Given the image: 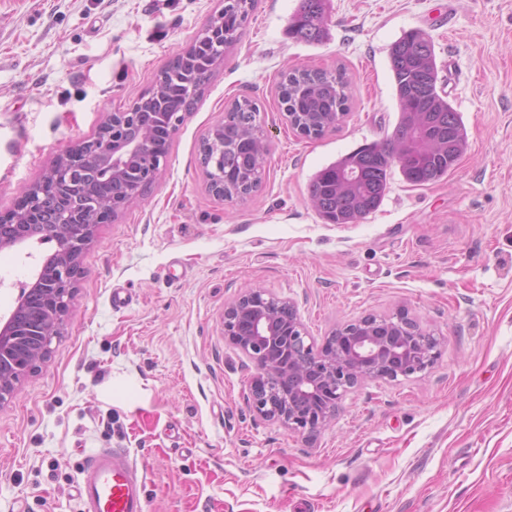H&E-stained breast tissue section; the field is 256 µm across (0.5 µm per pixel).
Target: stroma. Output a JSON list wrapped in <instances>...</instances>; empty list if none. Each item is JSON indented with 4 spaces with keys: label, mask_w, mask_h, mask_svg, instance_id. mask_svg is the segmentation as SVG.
Segmentation results:
<instances>
[{
    "label": "stroma",
    "mask_w": 512,
    "mask_h": 512,
    "mask_svg": "<svg viewBox=\"0 0 512 512\" xmlns=\"http://www.w3.org/2000/svg\"><path fill=\"white\" fill-rule=\"evenodd\" d=\"M224 0H0V215L107 113L152 89ZM299 0H255L241 37L170 138L156 186L101 225L49 356L0 405V512H81L82 464L125 448L147 512H512V0H329V38H289ZM432 41L467 150L442 179L393 170L380 207L327 224L323 167L390 136L389 52ZM290 67L344 72L348 110L291 129ZM268 144L260 187L207 189L199 149L236 99ZM50 245L0 250V314ZM251 288L295 303L323 341L407 312L442 339L427 370L346 393L315 435L259 417L256 369L224 336Z\"/></svg>",
    "instance_id": "1"
}]
</instances>
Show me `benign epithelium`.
Masks as SVG:
<instances>
[{
	"mask_svg": "<svg viewBox=\"0 0 512 512\" xmlns=\"http://www.w3.org/2000/svg\"><path fill=\"white\" fill-rule=\"evenodd\" d=\"M135 101L106 115L96 133L59 154L17 208L0 220V249L50 238L54 251L39 265L14 307L0 315V406L50 352L61 334L81 276V257L100 225L115 220L154 185L153 135ZM209 192L224 198V128L204 138ZM224 336L253 361L254 411L290 430L313 434L336 415L342 397L371 380L395 381L430 368L441 338L404 314L366 315L327 336L307 335L289 300L254 288L224 307Z\"/></svg>",
	"mask_w": 512,
	"mask_h": 512,
	"instance_id": "benign-epithelium-1",
	"label": "benign epithelium"
}]
</instances>
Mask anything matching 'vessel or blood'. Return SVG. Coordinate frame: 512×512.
<instances>
[{
    "mask_svg": "<svg viewBox=\"0 0 512 512\" xmlns=\"http://www.w3.org/2000/svg\"><path fill=\"white\" fill-rule=\"evenodd\" d=\"M142 477L123 448H100L88 455L76 493L83 512H146Z\"/></svg>",
    "mask_w": 512,
    "mask_h": 512,
    "instance_id": "obj_1",
    "label": "vessel or blood"
}]
</instances>
